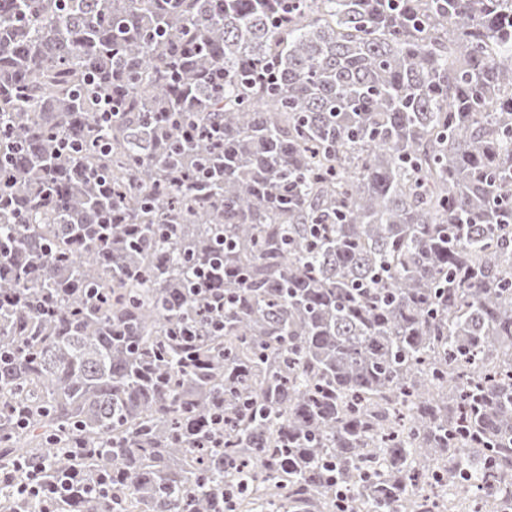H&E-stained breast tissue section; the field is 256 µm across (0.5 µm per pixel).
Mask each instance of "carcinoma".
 <instances>
[{
	"label": "carcinoma",
	"mask_w": 512,
	"mask_h": 512,
	"mask_svg": "<svg viewBox=\"0 0 512 512\" xmlns=\"http://www.w3.org/2000/svg\"><path fill=\"white\" fill-rule=\"evenodd\" d=\"M508 352L512 0H3L0 512H507ZM18 469L27 474L26 483L20 485L22 487L21 494L43 499L46 505L54 500L57 491L45 482L41 474L43 470L38 463L24 462L19 464Z\"/></svg>",
	"instance_id": "carcinoma-1"
}]
</instances>
